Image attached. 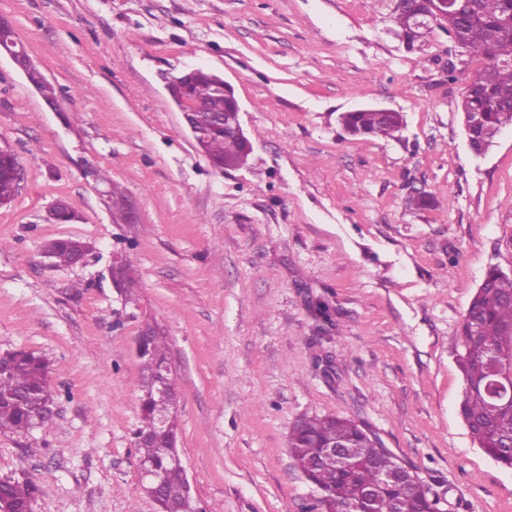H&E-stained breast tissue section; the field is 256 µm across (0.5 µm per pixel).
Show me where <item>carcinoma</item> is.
Segmentation results:
<instances>
[{
  "label": "carcinoma",
  "mask_w": 512,
  "mask_h": 512,
  "mask_svg": "<svg viewBox=\"0 0 512 512\" xmlns=\"http://www.w3.org/2000/svg\"><path fill=\"white\" fill-rule=\"evenodd\" d=\"M446 23L448 36L464 52L486 59L473 78L485 94L462 100L463 112L480 116L479 132L493 135L512 125V0H478L474 13L437 18ZM176 104L187 97L185 124L203 132L198 150L211 166L222 170L246 163L252 144L229 132L238 119L233 89L224 78L203 71L186 72L168 85ZM348 133L361 137H395L403 124L399 112L353 110L340 116ZM19 163L8 148L0 147V207L14 200ZM57 266L75 264L79 241L59 238L47 245ZM120 295L133 300L136 279L131 261L122 256ZM462 353L457 363L464 381L460 414L479 447L498 464L512 468V404L495 399L489 381L497 376L512 381V274L493 266L464 313L460 326ZM144 349L137 355L143 384L151 382L168 360L165 336L149 330ZM49 362L33 352L7 351L0 359V431L28 433L37 426L48 393ZM177 390L174 378L159 393L143 392L139 425L134 431L138 460L152 464L162 475L154 500L158 508L182 503L186 485L180 470L171 464L179 454V421L174 411ZM338 446L343 458L323 455ZM288 448L297 467L319 492L308 512H441L443 497L425 484L416 472L402 480L393 477L398 459L381 447L376 436L356 422L333 415L303 416L292 426ZM36 486L27 479H0V500L14 509L34 502Z\"/></svg>",
  "instance_id": "cac0c4a2"
}]
</instances>
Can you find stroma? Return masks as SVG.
Instances as JSON below:
<instances>
[{"label": "stroma", "mask_w": 512, "mask_h": 512, "mask_svg": "<svg viewBox=\"0 0 512 512\" xmlns=\"http://www.w3.org/2000/svg\"><path fill=\"white\" fill-rule=\"evenodd\" d=\"M394 7L0 0L58 91L48 106L0 58V146L22 176L0 207V353L47 357L55 398L41 427L0 432V478L36 484L34 512H158L133 436L147 322L167 338L177 446L206 512H306L318 492L288 450L306 414L367 428L448 512H512V469L474 443L456 363L486 271H512V126L471 151L462 92L483 59L436 22L407 47ZM196 66L234 89L253 143L242 168L210 166L166 90ZM362 106L405 126L350 136L338 117ZM59 200L77 222L50 219ZM67 237L91 246L85 264L43 258ZM121 251L130 305L112 286Z\"/></svg>", "instance_id": "1"}]
</instances>
